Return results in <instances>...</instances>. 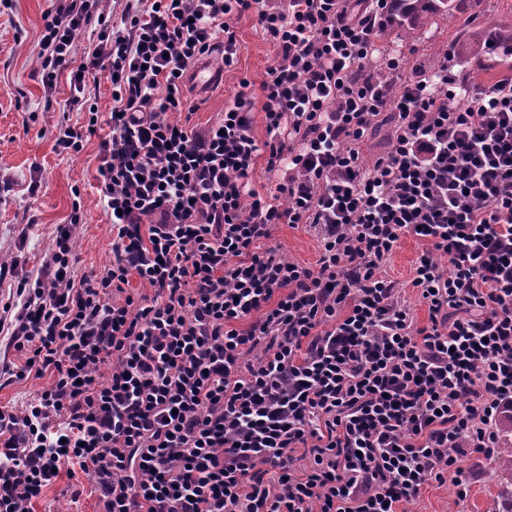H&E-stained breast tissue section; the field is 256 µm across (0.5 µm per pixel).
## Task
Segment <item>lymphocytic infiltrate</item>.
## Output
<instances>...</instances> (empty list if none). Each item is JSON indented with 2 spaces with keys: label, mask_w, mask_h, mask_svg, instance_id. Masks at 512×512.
Here are the masks:
<instances>
[{
  "label": "lymphocytic infiltrate",
  "mask_w": 512,
  "mask_h": 512,
  "mask_svg": "<svg viewBox=\"0 0 512 512\" xmlns=\"http://www.w3.org/2000/svg\"><path fill=\"white\" fill-rule=\"evenodd\" d=\"M390 3L126 0L115 26L104 0H53L45 95L75 32L104 29L70 79L86 122L58 124L55 145L112 130L96 184L112 260L76 275L73 200L0 308L22 358L0 377L53 375L0 407V512H28L69 466L98 512H400L432 479L469 495L465 460L492 459L512 418V76L462 81L449 50L411 78L404 56L374 65ZM251 9L275 63L259 92L186 128L187 69L217 51L232 65V20ZM93 70L112 84L105 116L83 97ZM387 123L388 150L363 162ZM262 153L288 170L284 204L249 184ZM277 224L316 230L315 267L262 249ZM407 235L428 244L412 279L425 327L383 274ZM134 276L146 292H128Z\"/></svg>",
  "instance_id": "obj_1"
}]
</instances>
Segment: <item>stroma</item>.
<instances>
[{
  "label": "stroma",
  "instance_id": "stroma-1",
  "mask_svg": "<svg viewBox=\"0 0 512 512\" xmlns=\"http://www.w3.org/2000/svg\"><path fill=\"white\" fill-rule=\"evenodd\" d=\"M50 0H9L0 5V178L9 181L8 192L0 194V256L19 261V274L35 272L46 260L57 225L68 223L73 198H80L83 221L76 230V270L102 269L112 259V230L95 189L100 164V143L108 138L107 126L88 135L77 153L55 147L56 126L62 118L77 120L79 112L68 105L70 75L62 73L52 97H45L36 72L35 48ZM237 55L232 68H225L220 54L210 57V66L223 74L220 83L206 94H192L191 109L179 112L189 128H204L216 122L225 105L249 82L259 91L268 66L276 60L274 46L262 35L254 12L234 19ZM512 33V0H460L447 18L436 19L422 38L406 37L397 24H389L377 37V58L404 55L408 69H427L435 51H454L457 68L490 56L498 65L473 80L489 85L512 75V57L492 55L488 44L494 33ZM39 180L37 197H29L27 186ZM35 226H28V219ZM272 246L287 260L315 265L320 240L308 225H276ZM425 242L403 237L385 265L402 298L410 305L417 326L429 323L427 305L411 284L413 266ZM508 460L468 458L465 468L473 476L470 495L457 499L451 483L429 481L419 496L403 507L404 512H502L497 499L501 475ZM32 512H96L94 486L82 472L61 471L59 477L33 500Z\"/></svg>",
  "mask_w": 512,
  "mask_h": 512
}]
</instances>
